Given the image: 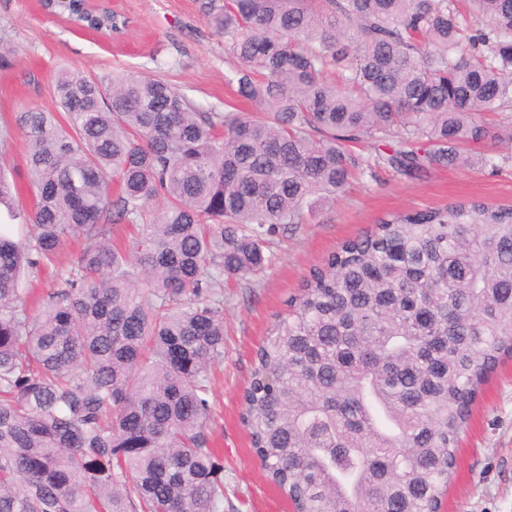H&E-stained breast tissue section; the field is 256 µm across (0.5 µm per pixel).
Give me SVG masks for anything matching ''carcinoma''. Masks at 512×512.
I'll return each mask as SVG.
<instances>
[{"mask_svg": "<svg viewBox=\"0 0 512 512\" xmlns=\"http://www.w3.org/2000/svg\"><path fill=\"white\" fill-rule=\"evenodd\" d=\"M45 7L116 34L119 14ZM225 81L59 69L15 117L35 204L0 224V512H224L210 448L221 277L384 165L497 167L512 0H205ZM366 143L372 164L350 146ZM119 224L144 227L113 241ZM83 247L61 261L72 241ZM54 269L55 287L27 284ZM270 324L240 420L295 512H438L482 386L512 357V206L390 212L310 268Z\"/></svg>", "mask_w": 512, "mask_h": 512, "instance_id": "obj_1", "label": "carcinoma"}]
</instances>
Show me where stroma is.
Wrapping results in <instances>:
<instances>
[{
  "instance_id": "obj_1",
  "label": "stroma",
  "mask_w": 512,
  "mask_h": 512,
  "mask_svg": "<svg viewBox=\"0 0 512 512\" xmlns=\"http://www.w3.org/2000/svg\"><path fill=\"white\" fill-rule=\"evenodd\" d=\"M112 8L130 20L124 34L85 36L46 15L39 0H0V44L12 58L10 67L0 68V136L7 140L0 169L14 184L21 211L32 209L34 190L25 136L14 116L32 107L56 111L52 81L58 69L95 78L138 71L166 80L204 110L220 112L235 101L225 83L224 41L207 26L202 0H112ZM481 150L499 169L435 168L410 179L379 168L375 179L352 184L312 223L281 238L275 263L250 285L225 281L224 361L212 380L217 419L209 428L224 459V512H291L266 479L239 420L254 353L274 316L299 293L310 267L386 213L466 200L512 205V145L488 142ZM440 512H512V359L500 364L472 407Z\"/></svg>"
}]
</instances>
